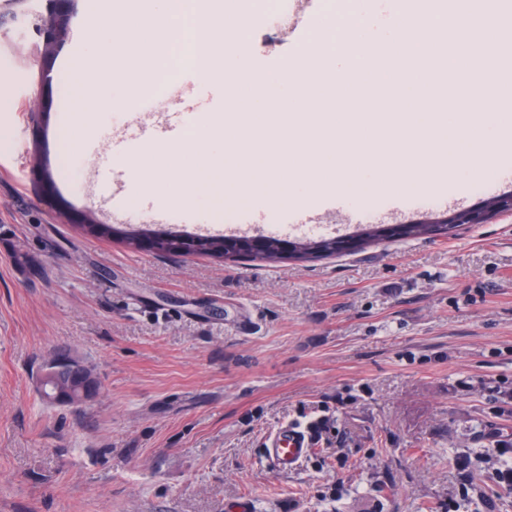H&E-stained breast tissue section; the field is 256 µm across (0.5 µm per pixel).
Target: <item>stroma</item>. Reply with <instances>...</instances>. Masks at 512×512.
Segmentation results:
<instances>
[{"instance_id": "stroma-1", "label": "stroma", "mask_w": 512, "mask_h": 512, "mask_svg": "<svg viewBox=\"0 0 512 512\" xmlns=\"http://www.w3.org/2000/svg\"><path fill=\"white\" fill-rule=\"evenodd\" d=\"M93 0H0V512H512L495 479L512 445V214L445 239L258 265L160 255L81 231L109 210L75 199L89 141L153 72L118 81L113 57L71 105L58 75ZM251 66L282 69L295 42L260 27ZM207 128L225 84L183 74ZM79 138L62 160L54 119ZM128 209L173 212L146 159ZM35 257L21 269L13 247ZM66 354L99 381L76 406L47 403L43 365ZM322 418L302 466L261 449L284 422Z\"/></svg>"}]
</instances>
